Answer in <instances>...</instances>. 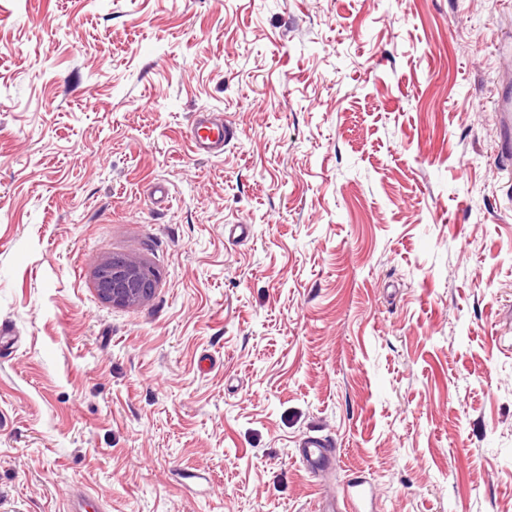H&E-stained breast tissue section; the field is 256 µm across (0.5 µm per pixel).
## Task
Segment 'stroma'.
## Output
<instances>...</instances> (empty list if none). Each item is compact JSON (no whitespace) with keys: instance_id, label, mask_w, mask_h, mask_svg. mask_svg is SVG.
<instances>
[{"instance_id":"stroma-1","label":"stroma","mask_w":512,"mask_h":512,"mask_svg":"<svg viewBox=\"0 0 512 512\" xmlns=\"http://www.w3.org/2000/svg\"><path fill=\"white\" fill-rule=\"evenodd\" d=\"M510 30L512 0H0V512H322L356 475L381 512H512ZM114 254L150 300L98 297ZM500 111L502 112V132L500 137V143L498 147V153L502 157H508L512 153V117L510 115L511 102L501 100L499 103ZM234 130L215 116L211 110L195 113L190 125L189 138L196 154L218 156L224 152V143L231 140ZM156 284V275L148 264L131 256L106 257L95 273L99 298L116 306L136 305L149 300ZM297 454L309 467L323 470L332 464L329 443L321 436H306L297 443Z\"/></svg>"}]
</instances>
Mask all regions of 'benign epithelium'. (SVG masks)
Returning a JSON list of instances; mask_svg holds the SVG:
<instances>
[{"label": "benign epithelium", "instance_id": "benign-epithelium-1", "mask_svg": "<svg viewBox=\"0 0 512 512\" xmlns=\"http://www.w3.org/2000/svg\"><path fill=\"white\" fill-rule=\"evenodd\" d=\"M156 284V275L148 264L131 256L106 257L95 273L99 298L116 306L136 305L149 300Z\"/></svg>", "mask_w": 512, "mask_h": 512}]
</instances>
